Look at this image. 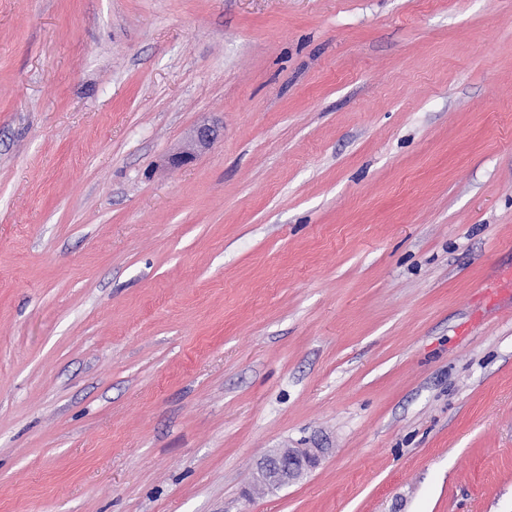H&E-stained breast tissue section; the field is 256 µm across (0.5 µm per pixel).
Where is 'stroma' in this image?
Listing matches in <instances>:
<instances>
[{"mask_svg":"<svg viewBox=\"0 0 512 512\" xmlns=\"http://www.w3.org/2000/svg\"><path fill=\"white\" fill-rule=\"evenodd\" d=\"M0 512H512V0H0ZM219 135V127L215 125L204 124L197 127L192 139L191 151L184 153V155L180 156L179 160L183 163L190 162L195 153L209 149L218 139ZM325 453L323 448H277L259 462L255 486L269 493L288 486L315 469Z\"/></svg>","mask_w":512,"mask_h":512,"instance_id":"obj_1","label":"stroma"}]
</instances>
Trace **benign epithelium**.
I'll return each instance as SVG.
<instances>
[{"mask_svg": "<svg viewBox=\"0 0 512 512\" xmlns=\"http://www.w3.org/2000/svg\"><path fill=\"white\" fill-rule=\"evenodd\" d=\"M219 135V127L215 125L197 127L191 150L180 156V161H191L195 153L210 148ZM325 453L324 448H277L259 462L255 485L269 493L288 486L315 469Z\"/></svg>", "mask_w": 512, "mask_h": 512, "instance_id": "1", "label": "benign epithelium"}]
</instances>
